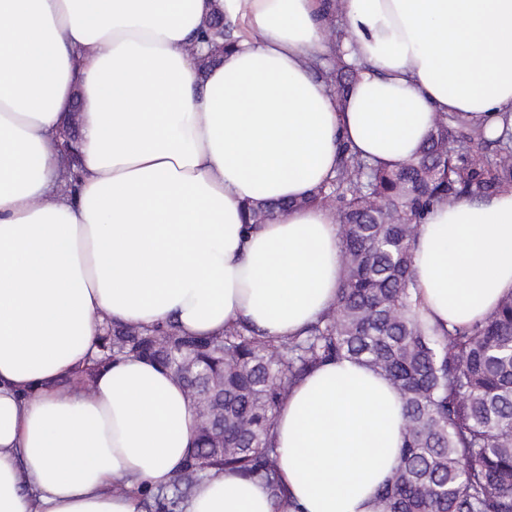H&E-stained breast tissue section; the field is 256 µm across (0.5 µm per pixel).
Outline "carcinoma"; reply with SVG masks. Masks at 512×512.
Returning <instances> with one entry per match:
<instances>
[{"label": "carcinoma", "mask_w": 512, "mask_h": 512, "mask_svg": "<svg viewBox=\"0 0 512 512\" xmlns=\"http://www.w3.org/2000/svg\"><path fill=\"white\" fill-rule=\"evenodd\" d=\"M451 120L438 119L419 156L393 170L342 148L332 182L303 200L336 195L345 247L336 305L304 333L274 342L238 324L220 336L107 326L75 383L136 356L218 409L201 417L173 484L143 494L147 512H175L213 469L258 477L279 498L274 413L303 376L342 359L388 377L402 403L403 445L381 512H512V294L487 319L443 336L420 319L412 295L413 245L430 208L512 186V135L498 139L496 155L469 158Z\"/></svg>", "instance_id": "obj_1"}]
</instances>
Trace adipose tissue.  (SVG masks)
Wrapping results in <instances>:
<instances>
[{
	"label": "adipose tissue",
	"mask_w": 512,
	"mask_h": 512,
	"mask_svg": "<svg viewBox=\"0 0 512 512\" xmlns=\"http://www.w3.org/2000/svg\"><path fill=\"white\" fill-rule=\"evenodd\" d=\"M217 16L232 43L201 73L189 51ZM339 50L355 66L341 101L318 73ZM77 95L80 165L53 201ZM439 114L512 132V0H0V512H142L199 418L135 356L64 386L105 322L298 334L343 262L335 213L301 199L341 146L387 168L416 157ZM274 201L292 207L245 223ZM413 278L430 325L489 317L512 293V187L435 204ZM403 423L385 376L324 363L275 414L282 504L214 471L182 510L380 512Z\"/></svg>",
	"instance_id": "1"
}]
</instances>
